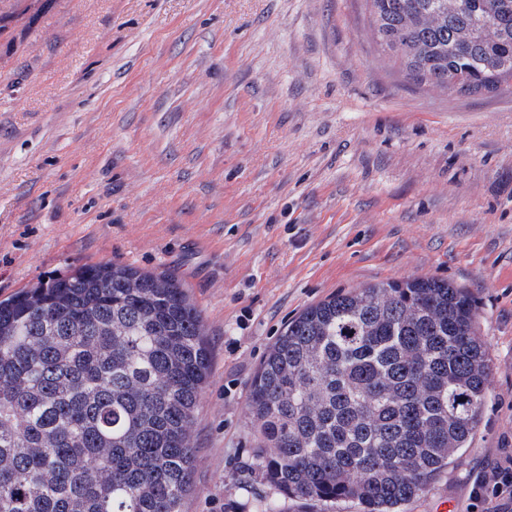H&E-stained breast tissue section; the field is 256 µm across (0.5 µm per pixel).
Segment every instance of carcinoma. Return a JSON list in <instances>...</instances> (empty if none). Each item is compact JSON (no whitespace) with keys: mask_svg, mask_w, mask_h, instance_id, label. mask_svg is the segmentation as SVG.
Listing matches in <instances>:
<instances>
[{"mask_svg":"<svg viewBox=\"0 0 512 512\" xmlns=\"http://www.w3.org/2000/svg\"><path fill=\"white\" fill-rule=\"evenodd\" d=\"M418 87L512 82V0H369ZM210 374L172 274L83 265L0 301V512H184ZM491 366L469 291L380 281L291 319L249 395L256 465L288 497L400 512L470 446Z\"/></svg>","mask_w":512,"mask_h":512,"instance_id":"1","label":"carcinoma"}]
</instances>
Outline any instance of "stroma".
<instances>
[{
    "label": "stroma",
    "mask_w": 512,
    "mask_h": 512,
    "mask_svg": "<svg viewBox=\"0 0 512 512\" xmlns=\"http://www.w3.org/2000/svg\"><path fill=\"white\" fill-rule=\"evenodd\" d=\"M174 273L210 377L184 512H356L264 479L256 371L310 304L435 277L493 368L462 449L404 512H467L512 452V84H411L368 0H0V300L84 264Z\"/></svg>",
    "instance_id": "35a3bbf8"
}]
</instances>
